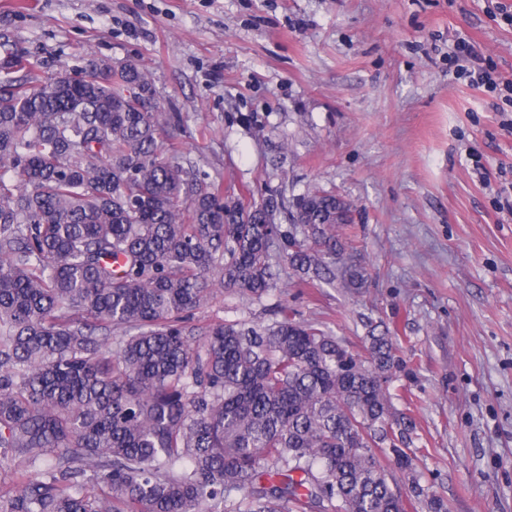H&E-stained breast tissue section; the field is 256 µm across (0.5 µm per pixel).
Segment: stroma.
<instances>
[{"label": "stroma", "mask_w": 512, "mask_h": 512, "mask_svg": "<svg viewBox=\"0 0 512 512\" xmlns=\"http://www.w3.org/2000/svg\"><path fill=\"white\" fill-rule=\"evenodd\" d=\"M512 0H0V35L41 76L139 63L179 113L174 141L201 183L285 205L342 195L367 288L289 273L256 298L217 293L192 325L290 316L351 351L394 336L392 401L409 452L448 512H512V106L459 77L512 80ZM474 53V46L469 42L457 41L454 43V49L451 52L448 51V59L455 63L457 67V75H468L471 81L477 85L486 86L491 92H498L499 95L503 96L506 103L512 104V83H500L492 73L487 69L468 70L464 65L459 64L460 61L468 60Z\"/></svg>", "instance_id": "35a3bbf8"}]
</instances>
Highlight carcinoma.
I'll return each mask as SVG.
<instances>
[{
	"mask_svg": "<svg viewBox=\"0 0 512 512\" xmlns=\"http://www.w3.org/2000/svg\"><path fill=\"white\" fill-rule=\"evenodd\" d=\"M0 49V512H448L404 449L387 332L359 355L288 318L186 321L217 285L267 293L275 252L367 287L337 234L351 204L308 191L284 229L274 194L166 154L179 117L139 64L43 79Z\"/></svg>",
	"mask_w": 512,
	"mask_h": 512,
	"instance_id": "carcinoma-1",
	"label": "carcinoma"
}]
</instances>
